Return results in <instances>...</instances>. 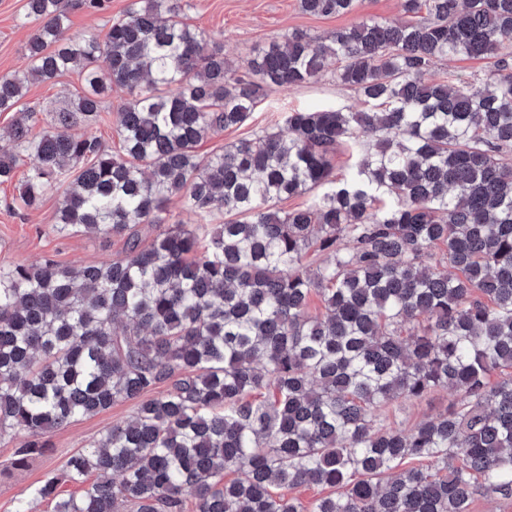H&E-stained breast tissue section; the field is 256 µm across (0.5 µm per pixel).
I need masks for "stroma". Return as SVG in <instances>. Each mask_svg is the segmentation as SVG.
Listing matches in <instances>:
<instances>
[{
    "instance_id": "1",
    "label": "stroma",
    "mask_w": 512,
    "mask_h": 512,
    "mask_svg": "<svg viewBox=\"0 0 512 512\" xmlns=\"http://www.w3.org/2000/svg\"><path fill=\"white\" fill-rule=\"evenodd\" d=\"M25 3L26 0H0V75L19 69L25 62L34 29L33 24L20 22ZM185 14L189 24L207 32L211 46L220 48L225 61L240 74L246 72L258 50L278 34L300 31L324 37L366 16L390 22L405 18L402 0H363L358 12L329 17L303 13L299 0H187ZM80 86L78 75L68 73L50 83L31 84L25 100L40 109L41 125L47 129L56 112ZM126 98L124 89L113 87L104 99L99 121L87 127L76 126V133L98 136L112 150H119L114 113ZM348 108L363 111L367 105L338 83L329 69L310 84L266 89L244 125L209 134L199 151L216 153L225 144L255 132L284 129V119L291 112ZM68 185L65 179L57 182L42 207L27 212L15 204L17 182L0 184V264L37 265L50 258L63 265H79L108 263L122 256L121 238L88 233L79 227L66 233L57 230L55 214ZM453 399L452 391L440 390L421 399L398 400L389 409L386 422L395 428L412 427L443 413ZM134 413V403L118 402L96 415L74 420L49 433L48 451L21 469L10 466L19 440L0 442V512H15L19 500L58 473L68 457L88 448L112 425L131 419Z\"/></svg>"
}]
</instances>
